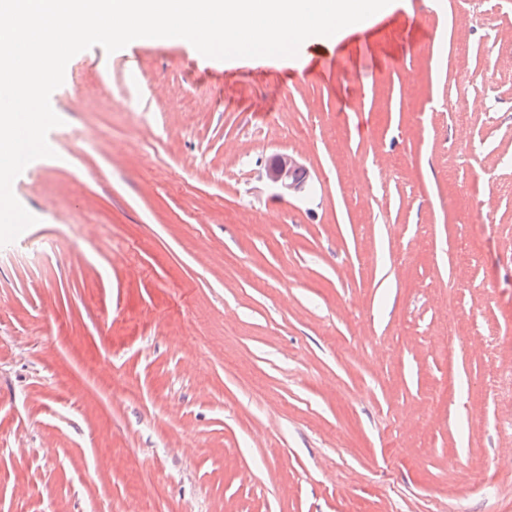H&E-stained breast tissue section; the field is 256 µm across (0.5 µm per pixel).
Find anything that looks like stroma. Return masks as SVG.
Instances as JSON below:
<instances>
[{"label": "stroma", "mask_w": 512, "mask_h": 512, "mask_svg": "<svg viewBox=\"0 0 512 512\" xmlns=\"http://www.w3.org/2000/svg\"><path fill=\"white\" fill-rule=\"evenodd\" d=\"M50 102L0 247V512H512V0L294 58L95 46ZM301 173L306 177H301ZM265 176L281 196L297 195L308 186V172L298 159L290 154H278L265 168Z\"/></svg>", "instance_id": "1"}]
</instances>
